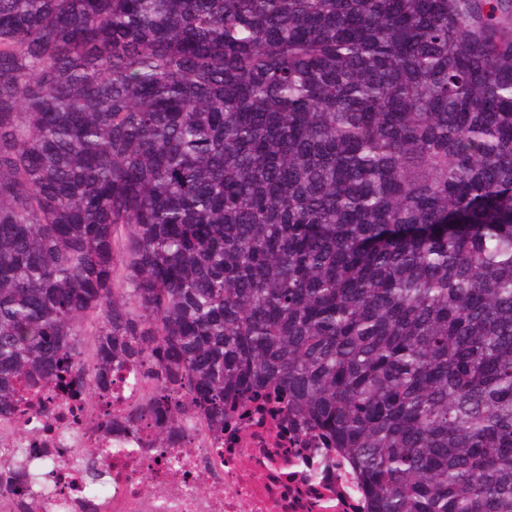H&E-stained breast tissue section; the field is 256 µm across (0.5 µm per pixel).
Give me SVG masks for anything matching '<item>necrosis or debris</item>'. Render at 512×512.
<instances>
[{"label":"necrosis or debris","instance_id":"4bbe7bcc","mask_svg":"<svg viewBox=\"0 0 512 512\" xmlns=\"http://www.w3.org/2000/svg\"><path fill=\"white\" fill-rule=\"evenodd\" d=\"M58 391L23 393L14 423L27 437L0 452V471L19 458L54 467L50 490L16 483L0 491V512L48 500L49 512H364L342 454L270 412L242 413L222 435L183 429L172 448L152 451L145 430L88 427ZM84 448L119 449L112 476L89 483Z\"/></svg>","mask_w":512,"mask_h":512}]
</instances>
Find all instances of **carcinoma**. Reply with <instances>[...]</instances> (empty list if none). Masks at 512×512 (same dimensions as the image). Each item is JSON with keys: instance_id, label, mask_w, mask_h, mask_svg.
I'll return each mask as SVG.
<instances>
[{"instance_id": "1", "label": "carcinoma", "mask_w": 512, "mask_h": 512, "mask_svg": "<svg viewBox=\"0 0 512 512\" xmlns=\"http://www.w3.org/2000/svg\"><path fill=\"white\" fill-rule=\"evenodd\" d=\"M129 369L512 512V0H0V419Z\"/></svg>"}]
</instances>
